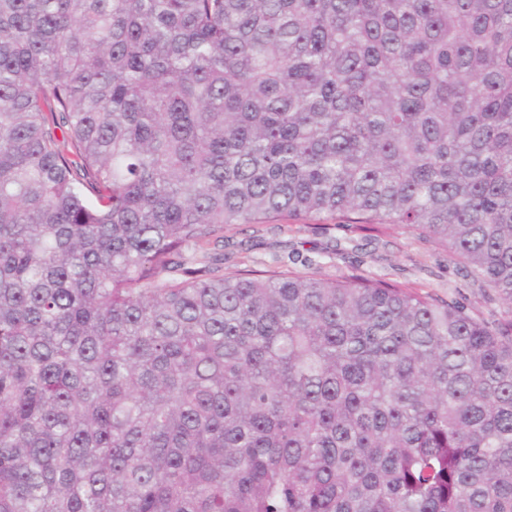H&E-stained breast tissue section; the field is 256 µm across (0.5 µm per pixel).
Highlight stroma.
I'll list each match as a JSON object with an SVG mask.
<instances>
[{
	"mask_svg": "<svg viewBox=\"0 0 512 512\" xmlns=\"http://www.w3.org/2000/svg\"><path fill=\"white\" fill-rule=\"evenodd\" d=\"M200 267L233 276L243 270L293 271L338 279L352 274L382 279L438 301H454L489 323L506 315L504 303L446 250L425 237L390 228L363 238L344 224L314 230L311 219L225 227L224 244L195 254Z\"/></svg>",
	"mask_w": 512,
	"mask_h": 512,
	"instance_id": "35a3bbf8",
	"label": "stroma"
}]
</instances>
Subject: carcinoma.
Wrapping results in <instances>:
<instances>
[{
  "label": "carcinoma",
  "mask_w": 512,
  "mask_h": 512,
  "mask_svg": "<svg viewBox=\"0 0 512 512\" xmlns=\"http://www.w3.org/2000/svg\"><path fill=\"white\" fill-rule=\"evenodd\" d=\"M305 216L507 319L186 258ZM0 512H512V0H0Z\"/></svg>",
  "instance_id": "1"
}]
</instances>
